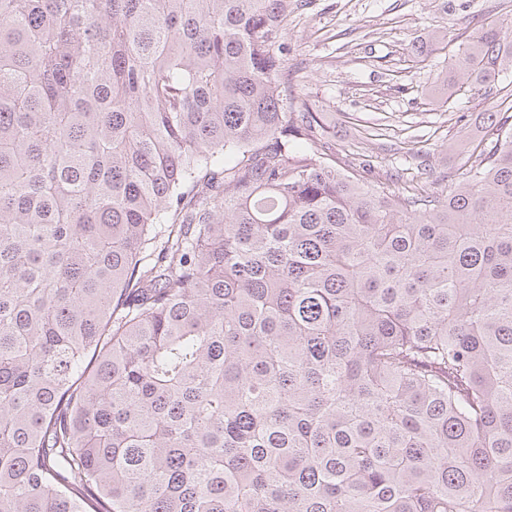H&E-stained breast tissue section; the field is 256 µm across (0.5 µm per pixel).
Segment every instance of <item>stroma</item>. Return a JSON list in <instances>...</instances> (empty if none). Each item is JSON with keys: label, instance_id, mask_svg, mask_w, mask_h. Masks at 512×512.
Wrapping results in <instances>:
<instances>
[{"label": "stroma", "instance_id": "stroma-1", "mask_svg": "<svg viewBox=\"0 0 512 512\" xmlns=\"http://www.w3.org/2000/svg\"><path fill=\"white\" fill-rule=\"evenodd\" d=\"M510 25L512 0H302L284 57L305 71L337 146L366 159L365 179L392 162L438 189L484 136L485 109L512 107V68L490 96H451L448 64L475 32Z\"/></svg>", "mask_w": 512, "mask_h": 512}]
</instances>
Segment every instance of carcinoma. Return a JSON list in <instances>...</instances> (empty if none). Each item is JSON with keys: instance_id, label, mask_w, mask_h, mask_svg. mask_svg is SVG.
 I'll list each match as a JSON object with an SVG mask.
<instances>
[{"instance_id": "obj_1", "label": "carcinoma", "mask_w": 512, "mask_h": 512, "mask_svg": "<svg viewBox=\"0 0 512 512\" xmlns=\"http://www.w3.org/2000/svg\"><path fill=\"white\" fill-rule=\"evenodd\" d=\"M297 8L0 0V512H512V115L367 184Z\"/></svg>"}]
</instances>
